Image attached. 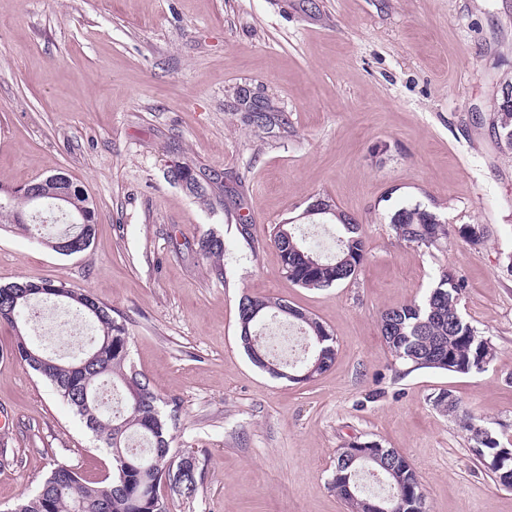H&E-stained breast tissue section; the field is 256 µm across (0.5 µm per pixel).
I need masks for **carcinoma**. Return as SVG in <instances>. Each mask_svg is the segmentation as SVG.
<instances>
[{"label": "carcinoma", "mask_w": 512, "mask_h": 512, "mask_svg": "<svg viewBox=\"0 0 512 512\" xmlns=\"http://www.w3.org/2000/svg\"><path fill=\"white\" fill-rule=\"evenodd\" d=\"M496 125L505 143L512 146V108L498 107ZM41 189L54 192L66 189V210L76 224L66 225L63 233L79 242L71 251H86L92 241L95 211L90 198L70 179L60 185L52 177L41 180ZM27 195L18 199L24 205L0 207V220L17 224L38 240L52 245L59 238H41L39 229L20 220L29 202ZM395 237L427 248L448 240L447 222L436 214L414 204L395 211L389 220ZM338 246L330 257H311L317 251L306 243L298 224H278L270 241L279 251L282 270L301 288L330 287L352 278L365 260V244L360 224L342 213L336 219ZM199 247L204 254L221 258L224 242L208 234ZM466 284L462 276L444 269L420 304L390 308L380 315V329L393 356L414 369H435L467 374L482 371L496 357V347L461 315L460 296ZM65 303L90 319L97 334L90 340L88 352L94 358L83 363L76 357L69 361L58 358L31 336L22 324L27 321L31 301ZM283 300L243 296L238 304L239 339L255 366L259 357L273 363L264 339L258 334L262 325L282 317ZM0 322L16 331L11 351L14 358L26 363L47 381L56 395L66 403L101 447L112 455V476L88 483L69 465L55 467L37 493L21 499L11 512H168L161 493L163 484H176L182 495L190 498L197 489V471L183 469V458L170 447L172 432L179 427L177 404L165 411L164 399L147 378L130 361V334L125 323L112 315V309L98 302L83 289L69 288L61 281L16 282L0 286ZM310 356L288 373L297 376L293 383H306L329 370L336 359V340L328 329L310 316L299 321ZM463 428L475 442L472 449L477 461L498 485L512 489V445L501 442L472 419H463ZM400 480L393 487L398 499V512H425L424 493L416 471L406 456L394 448H377L370 457L354 463L342 461L336 450V464L330 485L350 512H369L367 501L372 494L365 490L359 476L368 472L390 480L389 470Z\"/></svg>", "instance_id": "cac0c4a2"}]
</instances>
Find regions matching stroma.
Listing matches in <instances>:
<instances>
[{"label": "stroma", "instance_id": "35a3bbf8", "mask_svg": "<svg viewBox=\"0 0 512 512\" xmlns=\"http://www.w3.org/2000/svg\"><path fill=\"white\" fill-rule=\"evenodd\" d=\"M512 82V0H0V190L62 172L90 196V248L62 256L0 228V285L60 280L125 321L130 358L180 407L172 447L197 460L192 498L169 512H348L329 482L353 439L403 453L426 512H512L471 452L461 414L512 441V148L495 130ZM264 112L267 126L251 115ZM198 198L169 178L174 164ZM328 200L361 226L357 274L320 289L282 272L275 225H316ZM420 204L452 229L426 248L389 217ZM259 241L250 249L241 219ZM485 228L478 246L460 237ZM224 241L220 261L198 247ZM221 273H214L213 264ZM463 276V316L495 345L484 371L410 369L382 311L420 302L438 273ZM282 299L336 340L333 366L294 384L255 367L238 303ZM0 324V512L56 464L112 471Z\"/></svg>", "mask_w": 512, "mask_h": 512}]
</instances>
